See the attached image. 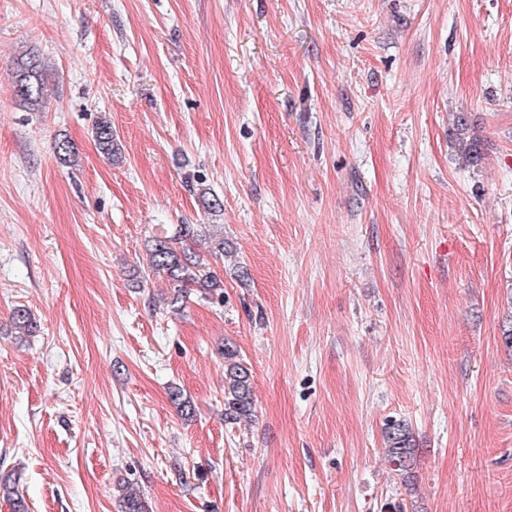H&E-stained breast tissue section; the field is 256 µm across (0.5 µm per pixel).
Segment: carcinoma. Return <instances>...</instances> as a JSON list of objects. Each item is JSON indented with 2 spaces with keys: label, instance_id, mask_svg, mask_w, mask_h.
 <instances>
[{
  "label": "carcinoma",
  "instance_id": "carcinoma-1",
  "mask_svg": "<svg viewBox=\"0 0 512 512\" xmlns=\"http://www.w3.org/2000/svg\"><path fill=\"white\" fill-rule=\"evenodd\" d=\"M14 94L19 102L29 108L41 106L48 97V89L42 74L39 55L28 50L21 54L12 73ZM457 146L463 161L472 166L482 160L480 142L467 136L469 119L463 113L456 114ZM96 145L104 156L112 158L119 153V144L112 128V121L104 117L94 128ZM186 186L198 193L203 206L219 212L223 203L209 192L202 175H187ZM150 269L167 280L170 293L168 306L179 311L187 297L196 292L205 300L224 297V276L212 267L224 257V234L215 232L213 224H177L166 232L148 240ZM11 324L18 336H32L38 325L30 310L24 305L13 308ZM224 356V421L235 424L253 416L254 392L250 370L241 362L237 348L226 342ZM169 399L181 415L190 418L195 406L177 386L169 389ZM384 440L391 461L398 470L411 471L416 463L417 449L408 423L393 420L385 429ZM0 496L9 500L13 512H28L27 504L19 493L16 482L10 477L0 478ZM119 512H149L146 502L135 493L119 495Z\"/></svg>",
  "mask_w": 512,
  "mask_h": 512
}]
</instances>
